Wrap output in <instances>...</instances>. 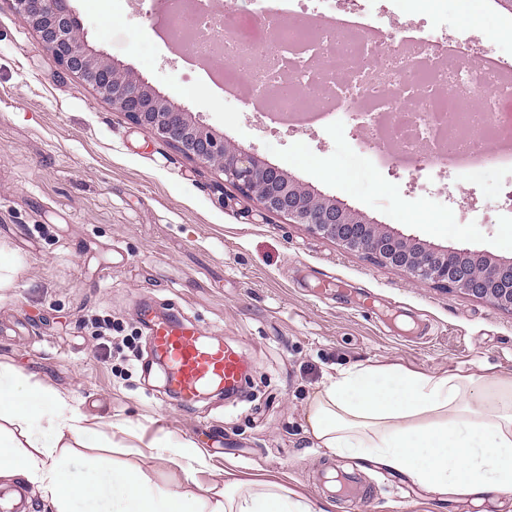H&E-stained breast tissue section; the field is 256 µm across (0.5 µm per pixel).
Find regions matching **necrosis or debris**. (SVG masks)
I'll return each mask as SVG.
<instances>
[{"instance_id": "necrosis-or-debris-1", "label": "necrosis or debris", "mask_w": 512, "mask_h": 512, "mask_svg": "<svg viewBox=\"0 0 512 512\" xmlns=\"http://www.w3.org/2000/svg\"><path fill=\"white\" fill-rule=\"evenodd\" d=\"M314 2L240 0L256 29L228 26L217 42L201 37L213 25L210 0L168 16L176 29L198 33L196 52L222 58L223 89L246 83L266 114L319 113V127L361 138L380 168L395 154L412 156V182L428 172L480 177L488 144L512 139V124L501 119L512 79L490 56L428 24L386 22L361 7L321 12Z\"/></svg>"}]
</instances>
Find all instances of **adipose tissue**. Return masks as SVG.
Returning <instances> with one entry per match:
<instances>
[{"label":"adipose tissue","mask_w":512,"mask_h":512,"mask_svg":"<svg viewBox=\"0 0 512 512\" xmlns=\"http://www.w3.org/2000/svg\"><path fill=\"white\" fill-rule=\"evenodd\" d=\"M0 420L16 429L0 434V477L22 479L56 512H70L78 490L65 478L69 448L86 444L93 423L38 383L1 369ZM307 423L329 455L374 463L432 492L512 494V378L360 363L318 387ZM145 457L175 466L190 482L209 466L202 449L185 443H149ZM80 491L90 499L115 495L117 512H316L281 478L243 479L230 470L208 496L158 487L139 466L104 472Z\"/></svg>","instance_id":"adipose-tissue-1"}]
</instances>
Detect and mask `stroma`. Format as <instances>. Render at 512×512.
I'll use <instances>...</instances> for the list:
<instances>
[{
	"label": "stroma",
	"mask_w": 512,
	"mask_h": 512,
	"mask_svg": "<svg viewBox=\"0 0 512 512\" xmlns=\"http://www.w3.org/2000/svg\"><path fill=\"white\" fill-rule=\"evenodd\" d=\"M90 46L143 75L217 136L260 155L325 198L438 248L512 259V172L474 184L408 182L374 167L343 135L272 128L201 67L157 39L141 0H69ZM465 20L459 0L429 13L448 34L512 58V31L492 0ZM181 311L200 334L236 348L249 377L233 398L179 407L147 341L144 312ZM360 363L400 364L484 380L512 377V311L422 284L302 224L264 213L210 167L185 157L63 75L36 32L0 0V368L40 382L93 417L96 447L74 446L72 512H113L79 490L97 466L142 464L154 484L195 491L271 472L330 512L310 474L328 463L307 433L318 386ZM168 438L204 449L186 482L138 450ZM370 488L354 512H512V495L445 501L362 460Z\"/></svg>",
	"instance_id": "obj_1"
}]
</instances>
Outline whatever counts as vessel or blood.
<instances>
[{
    "label": "vessel or blood",
    "mask_w": 512,
    "mask_h": 512,
    "mask_svg": "<svg viewBox=\"0 0 512 512\" xmlns=\"http://www.w3.org/2000/svg\"><path fill=\"white\" fill-rule=\"evenodd\" d=\"M147 341L167 369L178 405H191L210 389H236L246 377L247 366L236 349L200 338L178 313L151 322ZM327 490L353 503L368 495L367 486L356 475L342 471Z\"/></svg>",
    "instance_id": "1"
}]
</instances>
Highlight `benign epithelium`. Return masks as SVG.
Instances as JSON below:
<instances>
[{
	"label": "benign epithelium",
	"instance_id": "benign-epithelium-1",
	"mask_svg": "<svg viewBox=\"0 0 512 512\" xmlns=\"http://www.w3.org/2000/svg\"><path fill=\"white\" fill-rule=\"evenodd\" d=\"M38 33L63 72L89 84L112 109L205 164L224 181L254 198L267 212L361 252L376 263L400 269L416 281L456 290L512 310V260L492 261L467 249L439 250L368 224L345 204L301 187L280 169L239 146H231L195 121L182 106L156 92L139 75L90 51L67 0H9Z\"/></svg>",
	"mask_w": 512,
	"mask_h": 512
}]
</instances>
